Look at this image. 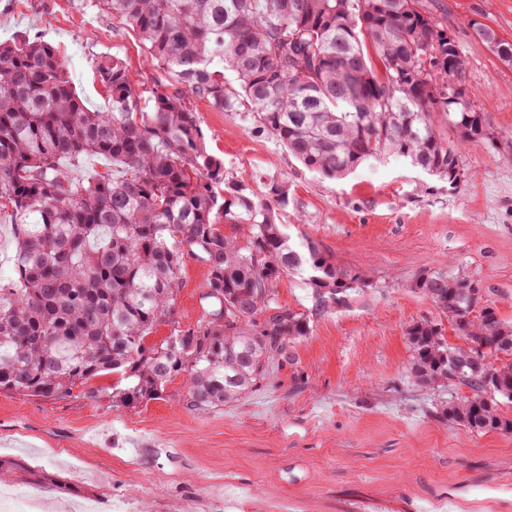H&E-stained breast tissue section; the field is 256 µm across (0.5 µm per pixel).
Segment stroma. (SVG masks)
Returning a JSON list of instances; mask_svg holds the SVG:
<instances>
[{
  "label": "stroma",
  "mask_w": 512,
  "mask_h": 512,
  "mask_svg": "<svg viewBox=\"0 0 512 512\" xmlns=\"http://www.w3.org/2000/svg\"><path fill=\"white\" fill-rule=\"evenodd\" d=\"M466 58L488 138L440 133L461 156L456 186L401 158L369 162L346 178L313 172L255 129L251 116L212 108L153 67L137 35L93 0H0V41L24 33L55 45L77 92L106 110L94 67L121 58L134 80L167 84L196 112L226 179L257 197L269 177L291 197L280 221L292 242L313 241L368 287L315 320L294 358L269 359L232 404L198 411L177 376L162 399L130 408L81 391L42 399L0 390V512H512V433L449 423L468 387L420 386L406 330L428 320L460 344L450 321L413 287L448 264L483 289L512 324V63L474 42L477 19L512 42V0H425ZM206 266L188 259L174 326L202 319Z\"/></svg>",
  "instance_id": "stroma-1"
}]
</instances>
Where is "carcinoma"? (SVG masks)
Instances as JSON below:
<instances>
[{"label":"carcinoma","mask_w":512,"mask_h":512,"mask_svg":"<svg viewBox=\"0 0 512 512\" xmlns=\"http://www.w3.org/2000/svg\"><path fill=\"white\" fill-rule=\"evenodd\" d=\"M147 45L151 61L224 112L244 110L307 169L344 177L368 161L403 158L454 184L458 153L441 124L486 138L484 113L463 89L466 59L423 0H95ZM109 96L92 110L58 49L27 35L0 42V212L15 226V276L0 283V390L61 399L83 391L112 406L158 399L188 380L190 406L238 401L265 361L288 360L310 323L345 304L364 281L299 245L280 223L290 188L267 201L224 178L198 115L162 86L144 88L103 55ZM235 75L236 86L224 81ZM465 103L448 102V86ZM89 157L113 171L88 179ZM68 164L63 165L61 161ZM235 224L242 238L220 224ZM188 258L207 266L212 309L186 330L147 343L175 310ZM307 275L312 306L277 301L279 282ZM448 315L407 329L415 383L456 384L446 420L471 432L512 433L497 399L512 402V324L467 276L446 267L413 283ZM112 387L93 389L100 376Z\"/></svg>","instance_id":"cac0c4a2"}]
</instances>
